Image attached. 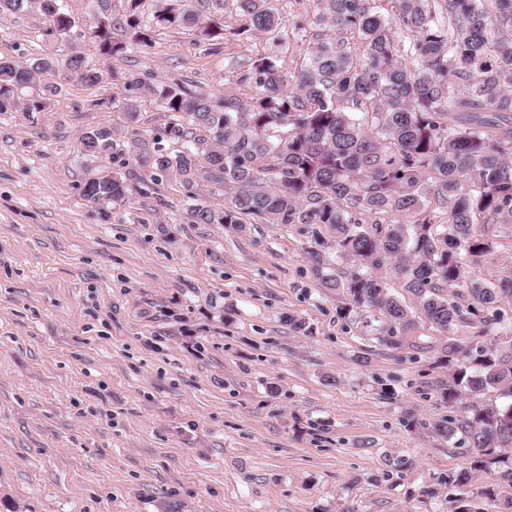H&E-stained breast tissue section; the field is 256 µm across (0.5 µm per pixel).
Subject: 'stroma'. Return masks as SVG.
I'll use <instances>...</instances> for the list:
<instances>
[{
	"instance_id": "obj_1",
	"label": "stroma",
	"mask_w": 512,
	"mask_h": 512,
	"mask_svg": "<svg viewBox=\"0 0 512 512\" xmlns=\"http://www.w3.org/2000/svg\"><path fill=\"white\" fill-rule=\"evenodd\" d=\"M276 6L283 42L212 54L162 29L125 66L213 96L260 54L296 71L315 0ZM47 30L32 9L0 19V59L56 55ZM124 93L71 80L43 111L0 114V512H450L429 489L469 448L399 422L442 411L431 355L378 346L373 310L341 315L308 270L311 236L191 223L168 179L104 212L84 198L79 141ZM403 456L413 468L383 481Z\"/></svg>"
}]
</instances>
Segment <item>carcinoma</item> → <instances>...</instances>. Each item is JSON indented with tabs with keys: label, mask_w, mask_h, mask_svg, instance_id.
Here are the masks:
<instances>
[{
	"label": "carcinoma",
	"mask_w": 512,
	"mask_h": 512,
	"mask_svg": "<svg viewBox=\"0 0 512 512\" xmlns=\"http://www.w3.org/2000/svg\"><path fill=\"white\" fill-rule=\"evenodd\" d=\"M109 15L95 0L90 37L103 64L76 52L27 67L0 59V113L41 112L68 78L93 87L105 68L126 94L112 100L117 121L80 140L79 153L138 168L147 195L173 178L194 201V224H284L333 238L344 270L323 250L306 251L309 271L330 292L342 291L344 313L378 314L379 346L448 378L428 384L448 414L401 415L408 431L424 429L472 449L469 465L444 480L455 491L451 512H479L473 474L494 472L480 495L512 508V274L466 279L465 265L493 253L492 228L512 230V0H316L317 23L305 65L285 72L258 56L239 66L236 83L255 86L246 99L198 93L185 80L157 85L148 74L118 68L130 48L148 47L159 28L193 32L224 0H190L171 8L158 0L152 21L143 0ZM242 27L205 32L206 49L244 34L279 38L272 0H235ZM39 10L50 34L69 43L74 22L61 0H0V17ZM407 35L404 44L399 37ZM150 98L167 121L152 137L139 127ZM205 184L217 204L195 202ZM125 178L88 179L86 200L108 206L127 197ZM395 278L412 296L402 302ZM394 460L382 479L410 470Z\"/></svg>",
	"instance_id": "carcinoma-1"
}]
</instances>
